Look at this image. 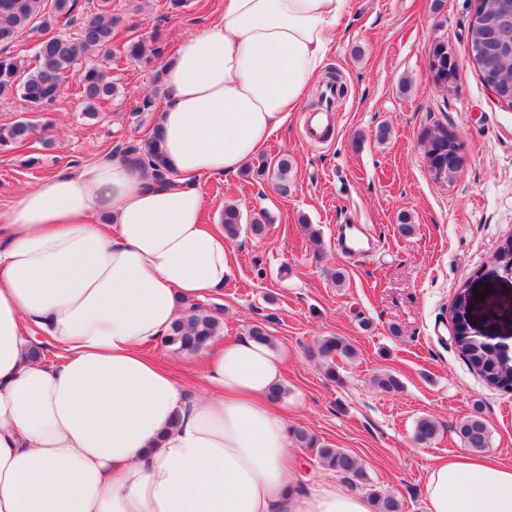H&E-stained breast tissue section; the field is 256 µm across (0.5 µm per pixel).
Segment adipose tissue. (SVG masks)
Here are the masks:
<instances>
[{
	"instance_id": "obj_1",
	"label": "adipose tissue",
	"mask_w": 512,
	"mask_h": 512,
	"mask_svg": "<svg viewBox=\"0 0 512 512\" xmlns=\"http://www.w3.org/2000/svg\"><path fill=\"white\" fill-rule=\"evenodd\" d=\"M350 0H224L164 70L154 134L170 184L115 157L57 174L0 214V512H372L297 492L285 359L249 337L209 351L199 393L144 348L231 255L200 179L236 174L304 100ZM39 328L61 360L34 355ZM427 512H512V466L430 465Z\"/></svg>"
}]
</instances>
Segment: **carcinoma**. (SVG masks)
Masks as SVG:
<instances>
[{"instance_id":"carcinoma-1","label":"carcinoma","mask_w":512,"mask_h":512,"mask_svg":"<svg viewBox=\"0 0 512 512\" xmlns=\"http://www.w3.org/2000/svg\"><path fill=\"white\" fill-rule=\"evenodd\" d=\"M109 0H99L97 10L91 12L73 33L56 31L60 22H72L76 0H51L46 8L44 0H0V98L18 99L26 112H41L60 96L66 75L77 79L79 92L88 104L86 115L93 116L94 106L118 94L117 83L95 64L85 59L95 51H111L116 38L118 19L112 16ZM512 26V0H484V10L476 25L468 29L470 62L477 70L481 61L494 59L501 73L497 87L502 102L512 106V66L508 55L498 51L501 29ZM37 33L34 64L20 58L8 49L24 32ZM126 57L141 60L161 55L159 46L147 47L140 40H130L119 48ZM34 126L26 120L0 127V149L20 148L31 139ZM429 171L441 174V179L452 180L455 168L448 162L453 150L448 148V131L440 129L427 136ZM115 155L135 168L150 173L155 182L168 183L172 173L167 168L159 139L150 136L115 148ZM224 237L236 239L242 230L239 209L227 204L222 215ZM223 312L216 306L209 308L192 303L182 310L173 323L164 343L179 351L195 353L221 335L224 329ZM454 344L459 354L489 386L512 390V358L494 353L487 347L469 340L462 328H457ZM318 352L326 360L335 357L351 358L355 350L339 336H329L319 344ZM289 433L302 448L316 449L321 465L334 470L355 486L367 484V474L361 460L343 448L321 443L303 428H291ZM440 433L438 423L430 417H421L414 427V440L420 445L431 444ZM464 447L481 452L490 447L491 431L480 410L461 421L455 428ZM370 502L374 512H400L397 500L391 496L373 493Z\"/></svg>"}]
</instances>
